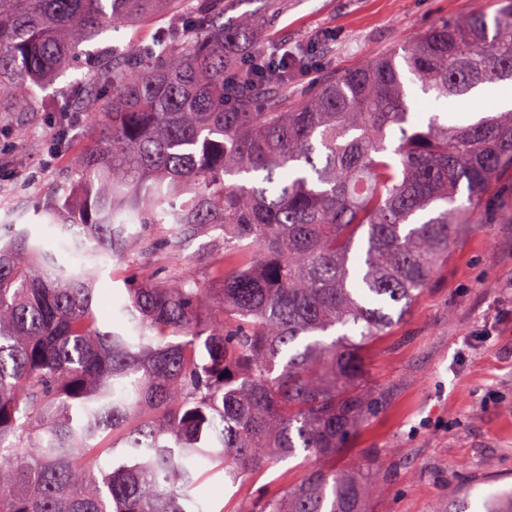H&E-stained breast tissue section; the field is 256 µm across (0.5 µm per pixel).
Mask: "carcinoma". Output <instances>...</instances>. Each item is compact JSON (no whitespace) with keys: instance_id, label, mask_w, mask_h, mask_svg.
Returning a JSON list of instances; mask_svg holds the SVG:
<instances>
[{"instance_id":"carcinoma-1","label":"carcinoma","mask_w":512,"mask_h":512,"mask_svg":"<svg viewBox=\"0 0 512 512\" xmlns=\"http://www.w3.org/2000/svg\"><path fill=\"white\" fill-rule=\"evenodd\" d=\"M233 7L0 0V111L30 107L104 28L167 19L153 45L98 58L55 121L59 149L78 119L99 122L73 157L78 200L42 212L65 251L157 247L154 224L171 225L168 246L224 233L216 312L212 289L170 273L127 289L120 328L97 317L95 271L26 230L0 245V512H195L199 457L233 484L302 453L336 458L378 404L364 346L410 312L461 228L491 221L481 203L512 171V109L422 125L410 89L462 109L479 86L512 84V0L301 93L320 42L269 61ZM381 487L377 470L312 466L220 512H365Z\"/></svg>"}]
</instances>
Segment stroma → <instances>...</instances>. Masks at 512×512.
I'll use <instances>...</instances> for the list:
<instances>
[{"instance_id": "obj_1", "label": "stroma", "mask_w": 512, "mask_h": 512, "mask_svg": "<svg viewBox=\"0 0 512 512\" xmlns=\"http://www.w3.org/2000/svg\"><path fill=\"white\" fill-rule=\"evenodd\" d=\"M254 13L265 50L319 38L330 54L299 76L304 88L320 68L344 72L361 59L388 54L411 37L447 18L476 10L494 13V0H243ZM162 17L100 34L89 50L108 51L128 40L150 43L165 25ZM88 65L67 70L42 94L46 112H0V236L28 229L60 262L59 236L37 209L72 190L79 176L73 152L98 137L81 122L72 150L48 155L52 111L66 110L71 87L87 78ZM493 223L465 228L427 290L390 335L364 348L368 379L380 407L352 433L336 465L366 475L383 473V490L369 512H441L470 490L467 512H486L488 499L512 489V176L500 177L490 198ZM224 247L221 231L200 228L184 245L146 249L130 262L99 257L96 314L117 318L127 278L142 285L162 271L178 270L207 288L220 281L210 262ZM205 479L192 492L200 512L244 499L251 483L231 485L209 475L210 463L196 462Z\"/></svg>"}]
</instances>
